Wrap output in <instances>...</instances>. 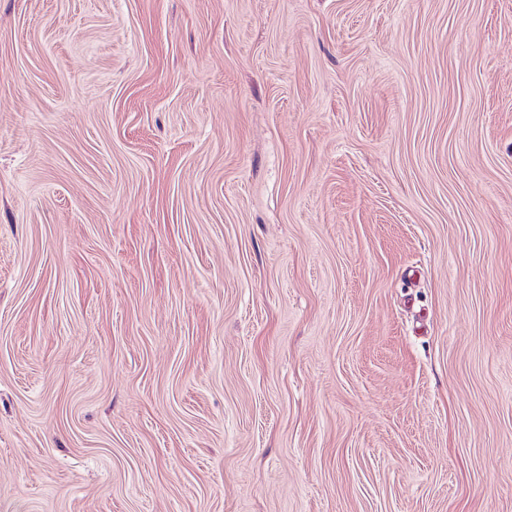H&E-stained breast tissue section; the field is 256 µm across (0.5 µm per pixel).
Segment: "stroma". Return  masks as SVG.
<instances>
[{
	"label": "stroma",
	"instance_id": "stroma-1",
	"mask_svg": "<svg viewBox=\"0 0 512 512\" xmlns=\"http://www.w3.org/2000/svg\"><path fill=\"white\" fill-rule=\"evenodd\" d=\"M0 512H512V0H0Z\"/></svg>",
	"mask_w": 512,
	"mask_h": 512
}]
</instances>
